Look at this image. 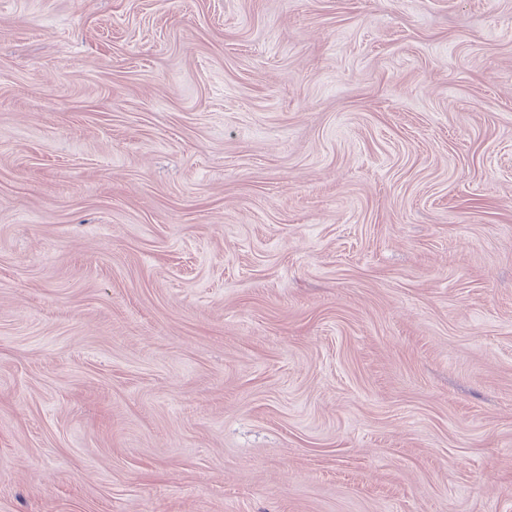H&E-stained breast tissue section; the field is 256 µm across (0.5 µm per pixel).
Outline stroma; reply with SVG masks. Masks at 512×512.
Instances as JSON below:
<instances>
[{
	"label": "stroma",
	"instance_id": "stroma-1",
	"mask_svg": "<svg viewBox=\"0 0 512 512\" xmlns=\"http://www.w3.org/2000/svg\"><path fill=\"white\" fill-rule=\"evenodd\" d=\"M0 512H512V0H0Z\"/></svg>",
	"mask_w": 512,
	"mask_h": 512
}]
</instances>
